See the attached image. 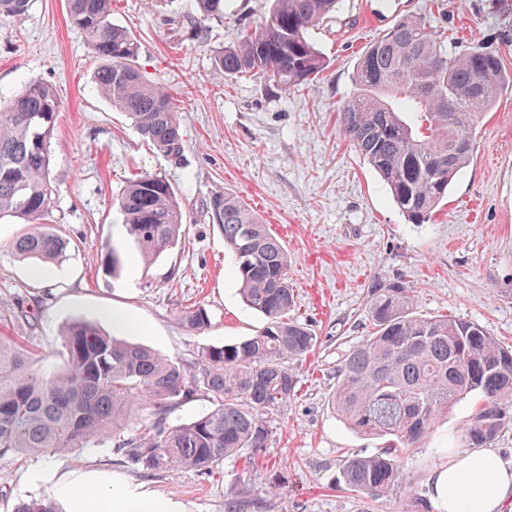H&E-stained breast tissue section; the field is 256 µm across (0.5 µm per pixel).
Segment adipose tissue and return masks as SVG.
Returning <instances> with one entry per match:
<instances>
[{
    "label": "adipose tissue",
    "mask_w": 512,
    "mask_h": 512,
    "mask_svg": "<svg viewBox=\"0 0 512 512\" xmlns=\"http://www.w3.org/2000/svg\"><path fill=\"white\" fill-rule=\"evenodd\" d=\"M435 512H506L512 506V461L496 449L456 448L428 478ZM53 491L65 512H101L99 477L71 472L54 476Z\"/></svg>",
    "instance_id": "1"
}]
</instances>
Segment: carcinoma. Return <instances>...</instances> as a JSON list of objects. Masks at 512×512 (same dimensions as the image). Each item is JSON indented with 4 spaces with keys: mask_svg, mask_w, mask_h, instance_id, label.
<instances>
[{
    "mask_svg": "<svg viewBox=\"0 0 512 512\" xmlns=\"http://www.w3.org/2000/svg\"><path fill=\"white\" fill-rule=\"evenodd\" d=\"M30 3L0 0V18L19 25ZM340 3L272 0L268 16L253 29L243 27L218 56V67L231 79L258 75L284 91L303 87L327 69L312 33ZM195 4L201 18L224 21V0ZM67 14L100 61L97 91L126 113L157 153L181 162L186 140L178 105L138 66L140 46L112 21V0H67ZM353 82L354 92L338 106L340 130L407 220L430 223L470 163L477 128L506 83L499 53L483 43L450 44L427 17L406 15L367 46ZM59 110L55 90L39 81L0 102V222L24 220L29 230L14 248L41 263L61 261L70 245L46 223L53 193L49 150ZM117 207L145 258L172 245L184 223L173 184L161 172L127 181ZM205 213L232 255L244 303L266 317L264 329L204 348L197 375L82 320L64 330L65 363L54 372L38 369L29 354L1 342L0 456L65 452L110 439L145 471L177 472L209 470L263 446L266 412L296 394L289 362L309 352L316 336L288 318V252L264 221L229 192L211 195ZM366 312V336L343 361L332 405L352 429L393 440L373 455L349 454L341 465L343 489L385 497L401 482L400 449L417 443L460 401L477 399L463 427L475 447L489 446L512 421V350L475 323L420 313L413 291L402 283L367 289ZM178 319L194 332L210 322L202 305L180 311ZM200 390L208 411L165 426L172 408ZM134 404L157 420L151 430L126 436L123 424ZM14 512H59V506L40 498Z\"/></svg>",
    "mask_w": 512,
    "mask_h": 512,
    "instance_id": "cac0c4a2",
    "label": "carcinoma"
}]
</instances>
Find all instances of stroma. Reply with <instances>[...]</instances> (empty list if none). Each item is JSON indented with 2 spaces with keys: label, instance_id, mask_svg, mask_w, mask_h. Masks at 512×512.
I'll list each match as a JSON object with an SVG mask.
<instances>
[{
  "label": "stroma",
  "instance_id": "obj_1",
  "mask_svg": "<svg viewBox=\"0 0 512 512\" xmlns=\"http://www.w3.org/2000/svg\"><path fill=\"white\" fill-rule=\"evenodd\" d=\"M270 0H225L223 22L200 21L193 0H113L112 19L140 45L139 64L179 105L187 143L182 166L157 154L93 88L98 66L67 17L66 0H32L22 25L0 19V96L26 83L51 85L60 112L50 146L53 202L47 221L70 241L66 258L47 264L50 282L32 278L35 262L14 249L26 226L0 224V338L29 352L41 370L63 364L61 334L82 319L111 329L107 315H136L125 340L201 370V352L257 335L265 317L239 294L224 238L202 205L216 192L239 196L262 217L290 256L291 318L317 336L295 362L298 392L266 416L263 447L203 473L146 472L105 440L70 453L0 457V512L53 494L49 474L102 473L115 489L137 486L179 502L183 512H435L430 472L452 448L466 446L463 426L473 400L398 457L402 482L386 498L339 489L345 455H372L384 438L349 429L332 406L338 370L365 334V295L375 283L403 282L422 314L474 322L512 347V82L476 133L473 158L433 223L412 224L337 121L353 91L365 46L395 18L430 14L450 41H489L512 79V0L490 12L487 0H342L313 39L324 75L298 90L278 91L263 78L230 79L215 63L244 26L267 16ZM169 176L185 224L178 242L144 260L127 240L114 202L143 172ZM128 259L105 272L107 246ZM202 305L210 323L189 331L180 310Z\"/></svg>",
  "mask_w": 512,
  "mask_h": 512
}]
</instances>
